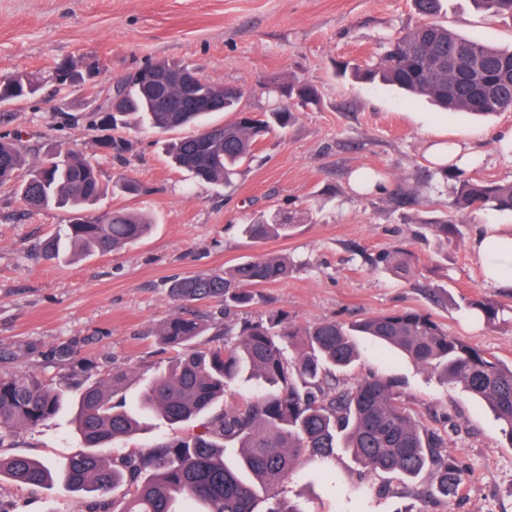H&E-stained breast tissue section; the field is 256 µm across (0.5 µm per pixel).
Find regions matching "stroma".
Here are the masks:
<instances>
[{
	"instance_id": "obj_1",
	"label": "stroma",
	"mask_w": 512,
	"mask_h": 512,
	"mask_svg": "<svg viewBox=\"0 0 512 512\" xmlns=\"http://www.w3.org/2000/svg\"><path fill=\"white\" fill-rule=\"evenodd\" d=\"M439 20L461 35L512 47V22L478 12L471 0H443ZM419 21L413 0H0V76L31 71L43 78L38 95L0 103V136L16 138L31 161L59 147L87 159L108 181L135 180L142 194L117 190L96 209L144 211L155 220L149 237L122 250L47 260L44 242L67 212L29 211L10 188H0V349L16 353L14 369L68 385L71 371L52 352L70 343L92 361V380L126 371L123 394L133 398L172 356L156 339L164 320L181 310L169 294L172 282L259 255L288 258L291 272L256 286L249 318L284 310L299 323L348 322L414 308L511 362L512 288L484 282L470 244L485 225H512V214L471 213L462 242L445 251L420 237L419 221L448 212L457 171L512 183V141L499 135L512 128V112L481 121L339 74L343 63L378 57ZM65 58L99 61L94 88L57 84L54 67ZM161 59L190 62L200 76L240 87L254 112L276 106L263 90L274 74L316 86L320 98L299 112L287 136L274 132L259 143L230 183L200 184L170 163L163 134L149 128L122 129L130 144L122 157L96 146L93 114L106 90ZM432 135L469 147L463 169L427 159ZM356 170L373 173L382 191L354 192L349 176ZM305 210L309 221L288 237L254 243L241 233L252 214ZM400 245L415 254L410 274L373 265L379 252ZM474 296L504 305V321L489 326L467 315L463 300ZM373 376L395 382L417 418L445 437L465 469L456 497L435 494L432 473L412 482L366 473L341 453L332 477L319 461L307 462L286 498L310 512H359L365 500L370 512H512V443L486 407L363 340L344 379ZM189 431L147 417L120 449L143 453ZM81 448L63 413L7 439L0 453L56 466ZM0 500L11 512H84L85 506L84 496L59 483L31 489L3 482Z\"/></svg>"
}]
</instances>
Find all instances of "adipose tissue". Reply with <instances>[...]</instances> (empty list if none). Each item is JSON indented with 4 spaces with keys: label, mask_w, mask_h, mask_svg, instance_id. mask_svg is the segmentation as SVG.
Masks as SVG:
<instances>
[{
    "label": "adipose tissue",
    "mask_w": 512,
    "mask_h": 512,
    "mask_svg": "<svg viewBox=\"0 0 512 512\" xmlns=\"http://www.w3.org/2000/svg\"><path fill=\"white\" fill-rule=\"evenodd\" d=\"M472 257L484 279L512 286V225L490 224L470 245Z\"/></svg>",
    "instance_id": "adipose-tissue-1"
}]
</instances>
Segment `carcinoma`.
<instances>
[{"label": "carcinoma", "mask_w": 512, "mask_h": 512, "mask_svg": "<svg viewBox=\"0 0 512 512\" xmlns=\"http://www.w3.org/2000/svg\"><path fill=\"white\" fill-rule=\"evenodd\" d=\"M421 22L389 42L377 59L354 67L369 82L393 85L413 96L429 98L451 112L491 115L512 111V49L467 38L441 25L442 0H413ZM477 9L512 19V0H473ZM98 69L63 59L54 67L59 83L82 86L85 72ZM190 69L184 63L147 62L106 94L95 128L103 132L97 148L120 157L128 143L108 131L135 122L165 133L190 123L194 135L167 142L166 153L180 168L207 184L228 183L253 157L270 132L283 134L295 122L294 107L318 101L316 87L274 75L265 89L287 98L264 112H247L243 94L227 95L224 86L199 78L194 88L154 93L137 83L170 71ZM41 76L16 72L0 78V102L29 97ZM115 105L116 112L105 108ZM214 112L233 120L207 123ZM453 217L422 222L438 246L448 248L463 238L460 216L476 209L512 211V183L455 175ZM7 185L33 210L65 209L68 224L52 234L45 256H90L116 251L145 237L152 221L143 215L114 210L87 213V206L108 191L100 170L70 151H55L28 166L16 143L0 139V186ZM309 215H257L242 225L252 242L288 237ZM415 255L397 247L377 254L374 265L399 275L410 273ZM288 260L263 255L222 272L182 278L170 288L175 300L188 305L217 300L224 308L254 304L253 288L288 278ZM466 310L494 325L504 307L485 298H465ZM209 331L202 318L183 312L158 329L161 344L174 352L168 365L143 385L135 403L115 400L127 373L112 371L93 383L54 387L34 372H0V447L7 436L34 429L60 411L75 409L74 430L83 450L70 458L63 474L25 454L0 455V482L48 488L63 479L72 492L89 496L86 512H176L190 500L199 512H304L286 502L284 487L311 460L328 461L343 450L359 466L375 473L412 481L425 470L436 474L435 491L452 499L462 483L457 458L444 455V439L425 428L403 403L394 383L370 377L344 386L336 373L354 363L357 338L365 336L398 350L416 365L437 373L486 406L512 444V362L475 348L450 335L431 315L403 309L350 323L319 321L299 324L278 310L260 319L244 318L224 325V342L195 346ZM53 357L74 373H86L90 361L74 346H59ZM240 382L253 392L224 403V411L202 425V431L163 440L139 456L106 450L141 430V419L153 415L169 425L191 423L210 413ZM119 493L111 499L109 495Z\"/></svg>", "instance_id": "cac0c4a2"}]
</instances>
